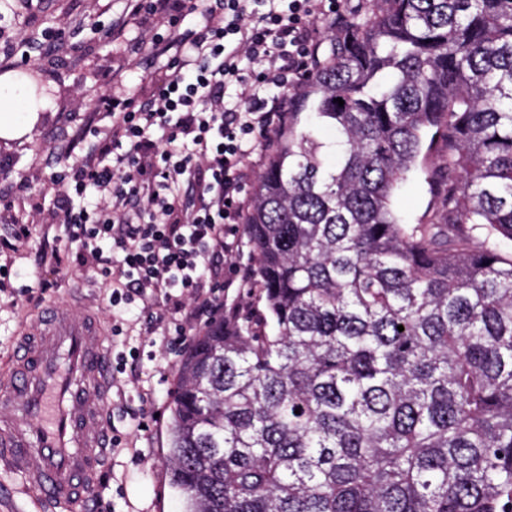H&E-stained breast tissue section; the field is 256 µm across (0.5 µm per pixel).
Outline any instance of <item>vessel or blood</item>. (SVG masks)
I'll return each instance as SVG.
<instances>
[{
	"instance_id": "1",
	"label": "vessel or blood",
	"mask_w": 512,
	"mask_h": 512,
	"mask_svg": "<svg viewBox=\"0 0 512 512\" xmlns=\"http://www.w3.org/2000/svg\"><path fill=\"white\" fill-rule=\"evenodd\" d=\"M111 354L96 317L47 305L0 372V463L62 512H91L107 463Z\"/></svg>"
}]
</instances>
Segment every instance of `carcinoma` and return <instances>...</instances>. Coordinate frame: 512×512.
I'll use <instances>...</instances> for the list:
<instances>
[{"instance_id":"cac0c4a2","label":"carcinoma","mask_w":512,"mask_h":512,"mask_svg":"<svg viewBox=\"0 0 512 512\" xmlns=\"http://www.w3.org/2000/svg\"><path fill=\"white\" fill-rule=\"evenodd\" d=\"M266 147L257 300L177 364L186 512H512V0H362ZM439 160L434 154L429 155L421 167L399 191L395 198V208L406 224H415L428 211L431 200L428 173L438 170Z\"/></svg>"}]
</instances>
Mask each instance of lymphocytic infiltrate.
Returning a JSON list of instances; mask_svg holds the SVG:
<instances>
[{"mask_svg":"<svg viewBox=\"0 0 512 512\" xmlns=\"http://www.w3.org/2000/svg\"><path fill=\"white\" fill-rule=\"evenodd\" d=\"M339 0H127L125 21L166 22L173 34L153 53L172 73L150 90L101 95L96 113L111 123L66 173L51 223L64 226L79 251L95 253L112 281L110 305L141 301L143 317L159 303L210 324L227 310L219 294L248 283L218 258L238 252L234 227L245 218L252 141L284 123L288 92L310 72L321 47L315 25L335 19ZM191 13L201 24L186 27ZM241 88L243 101L227 99ZM194 186L180 194L181 184ZM94 190L102 204L75 207Z\"/></svg>","mask_w":512,"mask_h":512,"instance_id":"obj_1","label":"lymphocytic infiltrate"}]
</instances>
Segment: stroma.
<instances>
[{
  "mask_svg": "<svg viewBox=\"0 0 512 512\" xmlns=\"http://www.w3.org/2000/svg\"><path fill=\"white\" fill-rule=\"evenodd\" d=\"M125 0H0V44L10 49L30 43L31 65L41 77L42 103L28 136L0 141V240L16 224L32 223L30 240L18 250L0 252L9 278L0 280V370L13 353L17 336L33 325L35 312L54 302L72 306L75 315L96 314L108 329L106 341L114 373L108 397L114 443L109 464L99 477L95 497L106 512H184V497L171 485L167 463L170 404L177 384V363L184 346L169 336L173 314H165L159 331L148 329L137 306L111 309L103 278L78 266L76 251L58 225L49 223L55 194L54 176L70 164L71 143L88 138V119L105 92L104 76L121 74L138 89L168 78L165 60L152 55V36H168V27L129 26L125 39L105 32L122 13ZM428 156L399 191L395 207L404 223H416L431 200L429 173L437 171ZM57 252L62 270L46 292L33 291L43 275L42 252ZM0 512H44L41 499L21 479L0 470Z\"/></svg>",
  "mask_w": 512,
  "mask_h": 512,
  "instance_id": "stroma-1",
  "label": "stroma"
}]
</instances>
